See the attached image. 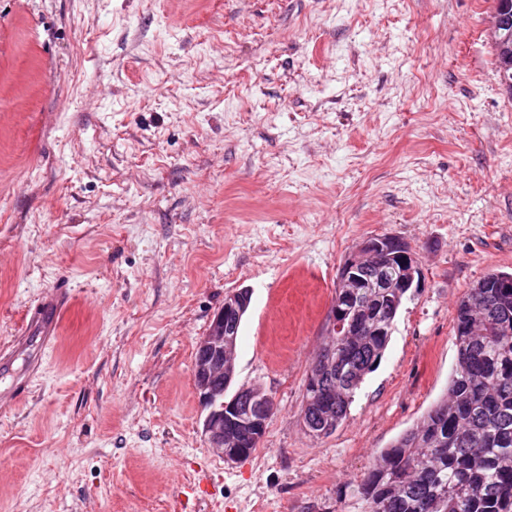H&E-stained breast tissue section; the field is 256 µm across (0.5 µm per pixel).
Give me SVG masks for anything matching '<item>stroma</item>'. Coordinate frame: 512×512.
Instances as JSON below:
<instances>
[{"mask_svg":"<svg viewBox=\"0 0 512 512\" xmlns=\"http://www.w3.org/2000/svg\"><path fill=\"white\" fill-rule=\"evenodd\" d=\"M493 0H0V347L74 292L0 415V512H366L378 453L447 392L455 308L512 273V93ZM422 272L329 437L307 371L370 237ZM250 289L252 457L207 447L195 346ZM64 300L65 293L61 289H57L50 295L41 299V301L28 312L25 336H22L10 346L11 351L19 348L28 349L29 337H40L39 346L29 351L28 355L32 371H36L40 368L45 348L49 341L56 335V313Z\"/></svg>","mask_w":512,"mask_h":512,"instance_id":"obj_1","label":"stroma"}]
</instances>
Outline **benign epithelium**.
Returning <instances> with one entry per match:
<instances>
[{"label":"benign epithelium","mask_w":512,"mask_h":512,"mask_svg":"<svg viewBox=\"0 0 512 512\" xmlns=\"http://www.w3.org/2000/svg\"><path fill=\"white\" fill-rule=\"evenodd\" d=\"M490 29L496 46L504 59L512 58V0H497L493 9ZM380 267L390 264L399 267V276L382 283L384 288H408L421 278V269L408 246L395 236L371 237L351 252L338 269L336 283L340 288H361L370 264ZM251 299L250 290L239 289L224 299V305L214 314L209 329L197 343L199 354L195 359L194 377L201 381L196 395L202 407L208 408L203 423V435L209 445L227 463H237L244 455L225 452V436L239 437V447H245L244 430L256 432L254 446H259L273 414L275 403L271 393L260 384L242 386L228 399L217 402L216 392L208 389L209 382L224 378L225 367L236 370L235 362L224 363L225 356L234 351V340L229 338L233 326L239 324ZM349 300L344 294L336 295L329 315V335L345 336L344 313L341 303ZM245 406L248 418L243 420L240 406Z\"/></svg>","instance_id":"7a95c632"}]
</instances>
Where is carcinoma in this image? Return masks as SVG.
I'll list each match as a JSON object with an SVG mask.
<instances>
[{
  "instance_id": "1",
  "label": "carcinoma",
  "mask_w": 512,
  "mask_h": 512,
  "mask_svg": "<svg viewBox=\"0 0 512 512\" xmlns=\"http://www.w3.org/2000/svg\"><path fill=\"white\" fill-rule=\"evenodd\" d=\"M512 275L491 271L459 300L457 363L448 392L377 456L357 485L367 512H512ZM407 291L367 277L345 326L367 336L338 340L336 369L305 388L303 412L328 437L380 362Z\"/></svg>"
}]
</instances>
